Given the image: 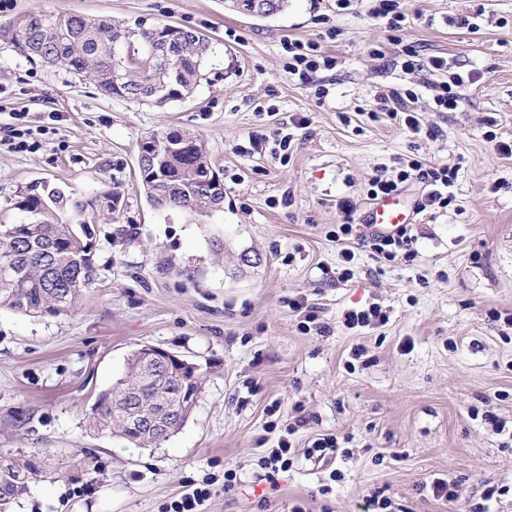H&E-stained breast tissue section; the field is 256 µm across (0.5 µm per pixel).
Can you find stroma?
I'll return each mask as SVG.
<instances>
[{
    "label": "stroma",
    "instance_id": "obj_1",
    "mask_svg": "<svg viewBox=\"0 0 512 512\" xmlns=\"http://www.w3.org/2000/svg\"><path fill=\"white\" fill-rule=\"evenodd\" d=\"M400 7L404 41L421 60L444 56L456 72L478 73L456 111L435 110L429 87L441 74L406 73L363 0L343 12L336 0H288L267 17L227 0H12L0 13L1 24L26 12L133 29L169 23L210 41L192 94L161 107L106 97L64 66L0 49V222L23 221L15 202L32 181L119 197L116 212L98 218L95 283L75 312L0 310V450L37 462L10 512H159L187 483L228 465L243 485L230 499L214 485L206 512H290L300 501L310 512H363L375 489L394 512H469L484 481L512 488V158L497 149L512 140V0ZM464 15L470 27H459ZM288 39L318 43L335 68L311 83L288 73ZM374 45L384 58L370 55ZM388 86L417 93L422 126L438 133L417 151L458 166L455 200L415 214L413 262L381 263L354 244L347 263L330 237L343 219L337 202L352 201L362 220L369 180L414 151L376 109ZM17 112L40 130L39 147L10 149ZM292 116L308 124L287 154L269 140L252 150L250 134L269 136ZM169 129L204 141L224 183L223 210L197 220L147 202L139 144ZM345 265L353 275L341 282ZM300 297L320 331L300 329L289 305ZM375 304L387 324L346 326L347 311ZM143 345L206 375L187 422L156 448L86 427L99 393ZM285 433L299 449L335 436L346 454L331 467L298 458L261 510L255 462ZM334 468L343 480L320 495ZM435 476L457 481L454 501L424 491Z\"/></svg>",
    "mask_w": 512,
    "mask_h": 512
}]
</instances>
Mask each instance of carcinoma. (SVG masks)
<instances>
[{"label":"carcinoma","mask_w":512,"mask_h":512,"mask_svg":"<svg viewBox=\"0 0 512 512\" xmlns=\"http://www.w3.org/2000/svg\"><path fill=\"white\" fill-rule=\"evenodd\" d=\"M162 44L171 50V68L164 77L163 65L151 53V46ZM0 45L33 62L64 65L107 97L158 107L192 93L210 49L206 35L172 24L132 29L82 15L34 13L0 25ZM122 68L129 69L128 76L114 80V71ZM176 133L186 148L166 152L140 174L146 200L158 210L209 217L224 191L213 194L203 183L213 170L204 142L184 130ZM93 207V199L76 198L46 181L19 191L16 208L25 221L0 224V309L33 318L73 310L82 292L94 285L95 251L90 227L73 223L70 216ZM201 380L196 367L149 366L136 349L124 377L98 395L88 427L139 447H157L182 427V420L170 421L167 431L149 432L127 424L130 411L137 405L153 411L155 401L165 399L176 412L182 409L177 394L199 395ZM32 467L24 454L0 452V512L28 492L24 472Z\"/></svg>","instance_id":"carcinoma-1"}]
</instances>
